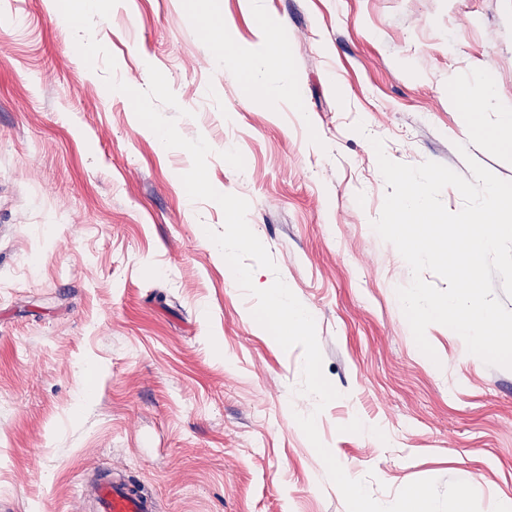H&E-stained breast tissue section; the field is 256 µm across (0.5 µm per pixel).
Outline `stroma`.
<instances>
[{
  "instance_id": "stroma-1",
  "label": "stroma",
  "mask_w": 512,
  "mask_h": 512,
  "mask_svg": "<svg viewBox=\"0 0 512 512\" xmlns=\"http://www.w3.org/2000/svg\"><path fill=\"white\" fill-rule=\"evenodd\" d=\"M275 21L298 100L271 101L209 48L243 53ZM94 36L115 76H166L179 132L213 149L209 179L316 321L338 399L317 429L340 465L393 501L419 479L478 484L480 512L512 501V370L430 325L417 347L397 290L411 270L374 231L393 161L512 180L499 140L512 106V0H119ZM87 67L48 0H0V512H90L109 471L158 512H347L295 420L303 351L253 318L191 201V158L144 132L129 99ZM465 88L479 117L451 106ZM498 108H486L487 94ZM466 153H459V145ZM444 372H437V365Z\"/></svg>"
}]
</instances>
